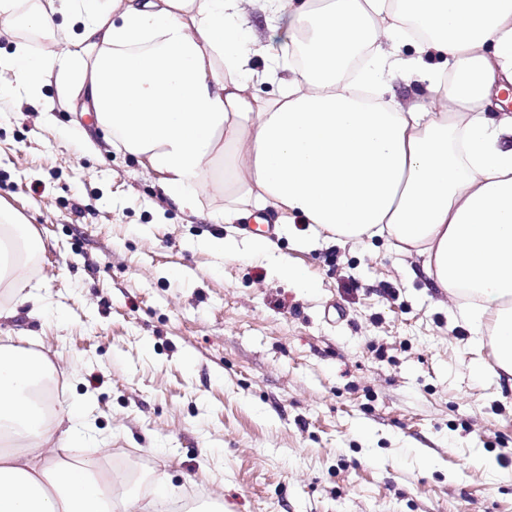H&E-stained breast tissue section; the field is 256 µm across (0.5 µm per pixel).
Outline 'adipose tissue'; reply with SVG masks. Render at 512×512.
Returning a JSON list of instances; mask_svg holds the SVG:
<instances>
[{
    "label": "adipose tissue",
    "instance_id": "adipose-tissue-1",
    "mask_svg": "<svg viewBox=\"0 0 512 512\" xmlns=\"http://www.w3.org/2000/svg\"><path fill=\"white\" fill-rule=\"evenodd\" d=\"M254 0H0L18 22L72 52L26 41L0 87L51 109L41 90L79 97L112 147L133 156L180 211L219 177L210 220L311 224L327 239L380 236L421 258L470 344L491 348L512 383V0H263L273 37L248 36ZM261 67H254L253 59ZM278 84L273 95L260 83ZM452 108L436 111L435 99ZM0 318L37 304L29 225L0 208ZM54 367L0 344V512H169L156 473L137 490L106 458L76 456L92 432L75 407L44 411Z\"/></svg>",
    "mask_w": 512,
    "mask_h": 512
}]
</instances>
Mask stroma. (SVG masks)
<instances>
[{"label": "stroma", "mask_w": 512, "mask_h": 512, "mask_svg": "<svg viewBox=\"0 0 512 512\" xmlns=\"http://www.w3.org/2000/svg\"><path fill=\"white\" fill-rule=\"evenodd\" d=\"M0 90V202L45 243L38 317L0 320L92 394L114 468L166 472L224 512H512V389L384 239L272 232L276 259L205 247L125 152H87L77 102ZM302 268L305 283L281 264Z\"/></svg>", "instance_id": "obj_1"}]
</instances>
